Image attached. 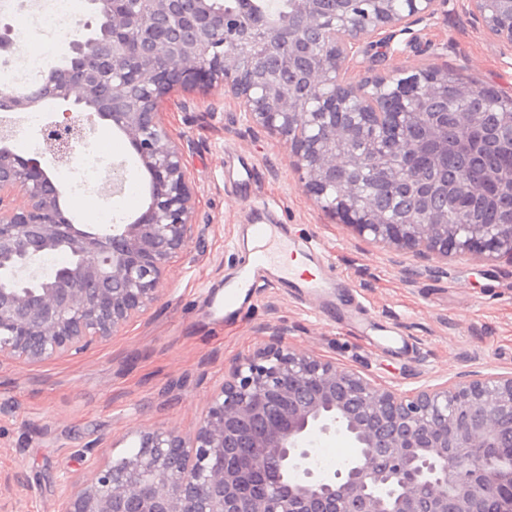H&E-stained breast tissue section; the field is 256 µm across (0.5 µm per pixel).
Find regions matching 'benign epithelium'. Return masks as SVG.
Listing matches in <instances>:
<instances>
[{
  "mask_svg": "<svg viewBox=\"0 0 512 512\" xmlns=\"http://www.w3.org/2000/svg\"><path fill=\"white\" fill-rule=\"evenodd\" d=\"M365 22L352 0H293L292 18L214 12L212 0H89L91 17L68 41L65 66L27 94L0 98L23 113L47 99L62 106L42 130L55 163L73 160L76 144L107 122L136 147L150 175L147 205L125 224L81 225L70 218L68 191L36 158L11 148L16 130L0 123V358L42 363L82 353L116 335L157 301L172 259L191 234L195 194L180 146L161 118L178 87L220 83L248 117L288 141L306 192L360 237L422 258L476 254L512 258V220L450 224L448 205L489 198L512 182V165L480 182L421 180L412 153L439 165L448 149V113L406 112L388 104L425 88L439 93L441 70L397 69L361 85L342 76L361 41L410 18L435 14L439 0H372ZM339 10L338 28L321 26ZM81 90L71 100L73 89ZM351 112L394 136L400 116L423 136L399 151L379 143L359 154L355 121L324 125ZM366 166L391 173L424 203L416 224H393L373 201L357 205L351 186L326 202L336 175ZM27 200L23 207L13 197ZM63 254L57 276L40 260ZM342 436L352 455L332 473L320 469L317 444ZM249 449L248 466L235 462ZM266 477L261 495L248 475ZM512 485V373L474 371L463 380L397 392L290 345L281 333L224 369L190 434L144 430L136 448L94 466L61 494L58 512H497Z\"/></svg>",
  "mask_w": 512,
  "mask_h": 512,
  "instance_id": "benign-epithelium-1",
  "label": "benign epithelium"
}]
</instances>
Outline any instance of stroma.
I'll list each match as a JSON object with an SVG mask.
<instances>
[{"label":"stroma","mask_w":512,"mask_h":512,"mask_svg":"<svg viewBox=\"0 0 512 512\" xmlns=\"http://www.w3.org/2000/svg\"><path fill=\"white\" fill-rule=\"evenodd\" d=\"M429 66L512 96V52L466 0H441L434 16L364 39L347 78L360 84L397 67ZM162 112L196 193L191 236L160 298L112 338L44 363L0 359V512H57L63 484L82 480L93 464L85 448L108 457L142 429L192 432L225 364L276 331L295 348L401 392L472 370L512 372L511 260L428 261L355 239L305 192L285 141L248 122L223 85L176 89ZM107 140L109 156L97 150ZM228 153L253 163L252 184L225 180ZM115 162L145 204L147 172L124 136L104 127L73 162L92 172L89 184L73 189L76 223H88L98 207L130 213L121 196L102 190L104 170ZM254 201L269 206L292 239L315 246L338 283L333 315L279 285L225 315L217 298L244 259ZM361 309L385 344L369 343L349 322L348 311Z\"/></svg>","instance_id":"stroma-1"}]
</instances>
